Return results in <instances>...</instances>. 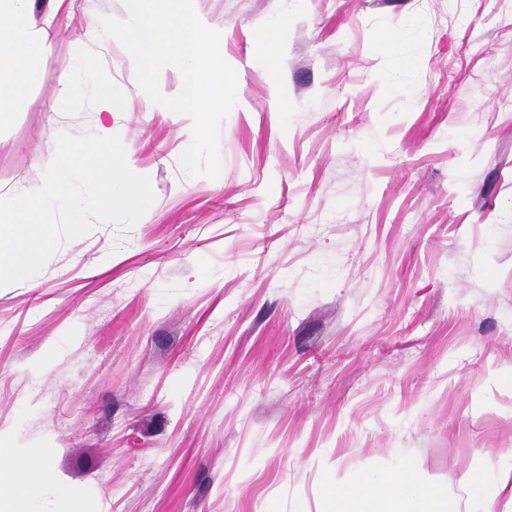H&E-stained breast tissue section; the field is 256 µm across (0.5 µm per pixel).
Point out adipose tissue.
Wrapping results in <instances>:
<instances>
[{"mask_svg": "<svg viewBox=\"0 0 512 512\" xmlns=\"http://www.w3.org/2000/svg\"><path fill=\"white\" fill-rule=\"evenodd\" d=\"M27 0H0V120H7L9 97L21 93L30 70L45 60L55 31L51 24L26 23ZM328 512H447V498L436 483L417 478L411 466L345 487L326 484Z\"/></svg>", "mask_w": 512, "mask_h": 512, "instance_id": "ef3b65f1", "label": "adipose tissue"}]
</instances>
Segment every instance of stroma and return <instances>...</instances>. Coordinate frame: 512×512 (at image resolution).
Wrapping results in <instances>:
<instances>
[{
  "mask_svg": "<svg viewBox=\"0 0 512 512\" xmlns=\"http://www.w3.org/2000/svg\"><path fill=\"white\" fill-rule=\"evenodd\" d=\"M196 13L236 72L217 181L180 164L192 118L88 32L122 0L28 4L56 37L0 124V194L104 123L155 199L0 287V449L50 475L21 512H321L328 482L405 464L450 512H512V0Z\"/></svg>",
  "mask_w": 512,
  "mask_h": 512,
  "instance_id": "35a3bbf8",
  "label": "stroma"
}]
</instances>
